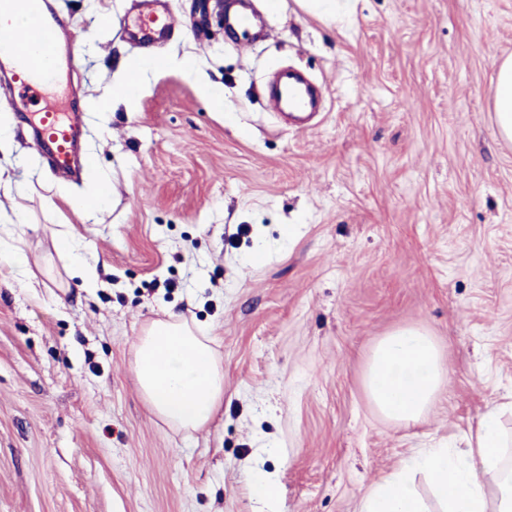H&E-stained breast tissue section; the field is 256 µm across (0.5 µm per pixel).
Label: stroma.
<instances>
[{
	"label": "stroma",
	"mask_w": 512,
	"mask_h": 512,
	"mask_svg": "<svg viewBox=\"0 0 512 512\" xmlns=\"http://www.w3.org/2000/svg\"><path fill=\"white\" fill-rule=\"evenodd\" d=\"M250 2L265 38L225 35L215 0H170L175 34L154 50L119 33L133 0H59L79 33L82 181L57 179L0 104V237L29 270L0 263V512H360L414 449L458 443L512 394V142L492 104L512 0H359L342 26ZM285 67L324 88L309 128L270 102ZM167 312L224 367V413L200 431L160 421L131 371ZM404 327L448 369L414 426L362 385ZM252 468L277 482L272 505ZM248 480L254 495L261 501L272 502L277 499L278 489L270 476L260 475L255 472H248Z\"/></svg>",
	"instance_id": "stroma-1"
}]
</instances>
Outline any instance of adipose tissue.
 Returning a JSON list of instances; mask_svg holds the SVG:
<instances>
[{
  "label": "adipose tissue",
  "instance_id": "obj_1",
  "mask_svg": "<svg viewBox=\"0 0 512 512\" xmlns=\"http://www.w3.org/2000/svg\"><path fill=\"white\" fill-rule=\"evenodd\" d=\"M493 104L499 135L512 141V56L495 64ZM131 370L155 415L185 431L204 429L224 403V369L211 339L182 316L155 320L134 347ZM443 353L424 329L403 328L373 347L364 373L368 398L385 418L411 424L430 411L446 383ZM500 411L484 415L462 448H421L374 482L361 512H426L411 480L427 478L439 512H512Z\"/></svg>",
  "mask_w": 512,
  "mask_h": 512
}]
</instances>
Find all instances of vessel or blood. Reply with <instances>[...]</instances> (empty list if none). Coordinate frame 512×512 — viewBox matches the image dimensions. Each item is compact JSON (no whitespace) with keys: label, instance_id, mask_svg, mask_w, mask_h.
I'll return each instance as SVG.
<instances>
[{"label":"vessel or blood","instance_id":"obj_1","mask_svg":"<svg viewBox=\"0 0 512 512\" xmlns=\"http://www.w3.org/2000/svg\"><path fill=\"white\" fill-rule=\"evenodd\" d=\"M168 0H137L121 27L123 36L145 47L170 40L174 24ZM77 39L55 0H0V89L9 109L27 129L26 143L55 177L79 180L92 166L83 146V114L77 101L60 107L45 103V88L60 80L70 65ZM276 110L294 112L308 124L317 105L313 88L299 75H287L272 99Z\"/></svg>","mask_w":512,"mask_h":512}]
</instances>
